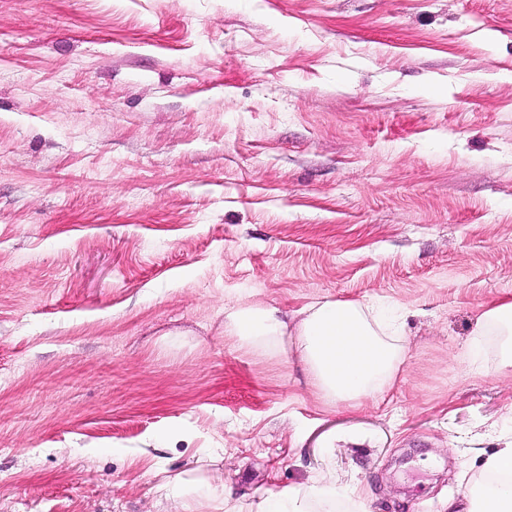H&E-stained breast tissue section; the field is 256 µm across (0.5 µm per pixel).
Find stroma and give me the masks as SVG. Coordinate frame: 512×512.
Instances as JSON below:
<instances>
[{
	"label": "stroma",
	"mask_w": 512,
	"mask_h": 512,
	"mask_svg": "<svg viewBox=\"0 0 512 512\" xmlns=\"http://www.w3.org/2000/svg\"><path fill=\"white\" fill-rule=\"evenodd\" d=\"M512 296V0H0V512H442L512 444L486 307ZM389 302L360 410L285 336ZM224 329L248 346L275 345L288 336V324L271 305L250 304L225 308ZM202 466L177 474L173 478L163 479L158 489L174 498L176 512H229L228 498L225 495H210L205 497L191 496L185 492V487L193 482L194 474L201 472ZM342 496L336 483L318 481L305 490L286 489L273 496L261 499L257 512H311L310 502L314 499L338 498Z\"/></svg>",
	"instance_id": "1"
}]
</instances>
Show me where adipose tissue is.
Listing matches in <instances>:
<instances>
[{"label":"adipose tissue","mask_w":512,"mask_h":512,"mask_svg":"<svg viewBox=\"0 0 512 512\" xmlns=\"http://www.w3.org/2000/svg\"><path fill=\"white\" fill-rule=\"evenodd\" d=\"M483 319L499 336L500 369L511 370L512 299L491 304ZM224 329L248 346L274 345L287 334H295L313 384L326 397L354 407L381 394L405 360L399 333L372 306L352 300L314 301L293 329L277 307L231 306L224 310ZM192 481V472H183L164 478L159 489L174 498L177 512H226V496L187 494L185 488ZM340 494L335 483L320 481L304 490L289 488L261 499L257 512H311L312 500ZM451 512H512V485L480 483L477 492L465 494L463 505Z\"/></svg>","instance_id":"obj_1"}]
</instances>
